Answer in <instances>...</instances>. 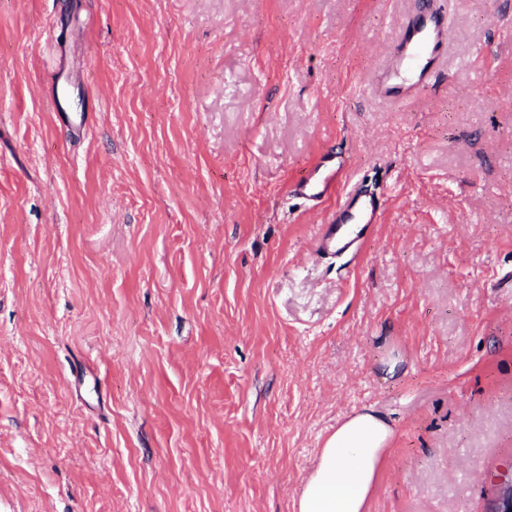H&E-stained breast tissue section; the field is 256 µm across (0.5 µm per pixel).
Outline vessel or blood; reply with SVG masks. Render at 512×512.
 I'll list each match as a JSON object with an SVG mask.
<instances>
[{"label": "vessel or blood", "mask_w": 512, "mask_h": 512, "mask_svg": "<svg viewBox=\"0 0 512 512\" xmlns=\"http://www.w3.org/2000/svg\"><path fill=\"white\" fill-rule=\"evenodd\" d=\"M448 34L439 8L427 6L407 26L402 40L390 53L386 73L379 84L383 96L400 101L407 96L409 80L424 84L436 62L439 46ZM345 175L344 162L336 153L327 151L287 188L288 194L306 200L313 211L321 210L328 201H335L336 209L318 239L317 251L325 256L348 254L355 244L370 239L381 220L383 200L373 194L342 191Z\"/></svg>", "instance_id": "1"}]
</instances>
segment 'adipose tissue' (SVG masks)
<instances>
[{
  "label": "adipose tissue",
  "instance_id": "1",
  "mask_svg": "<svg viewBox=\"0 0 512 512\" xmlns=\"http://www.w3.org/2000/svg\"><path fill=\"white\" fill-rule=\"evenodd\" d=\"M393 436L390 420L374 408L347 417L320 449L298 512H366Z\"/></svg>",
  "mask_w": 512,
  "mask_h": 512
}]
</instances>
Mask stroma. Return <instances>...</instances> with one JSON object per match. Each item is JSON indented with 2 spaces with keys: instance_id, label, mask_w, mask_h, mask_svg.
I'll return each instance as SVG.
<instances>
[{
  "instance_id": "35a3bbf8",
  "label": "stroma",
  "mask_w": 512,
  "mask_h": 512,
  "mask_svg": "<svg viewBox=\"0 0 512 512\" xmlns=\"http://www.w3.org/2000/svg\"><path fill=\"white\" fill-rule=\"evenodd\" d=\"M422 2L0 0V512H298L368 407L395 436L367 512H493L512 0H442L396 103ZM330 149L387 199L353 264L286 194ZM447 36L449 31L442 26L440 9L429 2L423 14L407 26L402 40L390 53L385 65L387 72L379 84L383 96L394 101L405 99L411 76L416 80L414 85L427 89L429 84L425 79L436 62L440 44Z\"/></svg>"
}]
</instances>
